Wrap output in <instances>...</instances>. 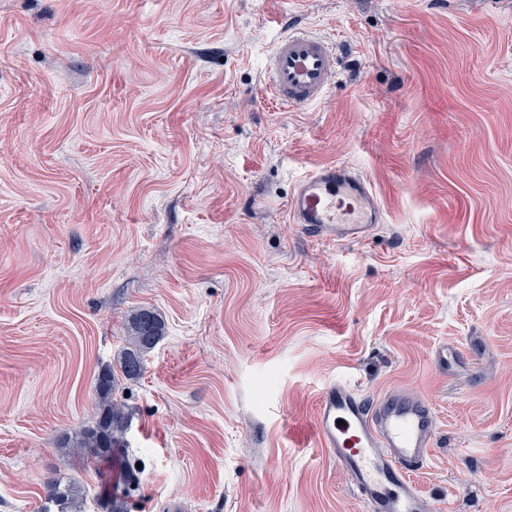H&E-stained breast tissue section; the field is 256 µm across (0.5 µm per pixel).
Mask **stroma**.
I'll return each mask as SVG.
<instances>
[{
  "label": "stroma",
  "mask_w": 512,
  "mask_h": 512,
  "mask_svg": "<svg viewBox=\"0 0 512 512\" xmlns=\"http://www.w3.org/2000/svg\"><path fill=\"white\" fill-rule=\"evenodd\" d=\"M288 24L341 56L303 110L265 96ZM332 163L365 241L289 221ZM141 307L124 448L62 447ZM339 376L433 406L428 512H512V0H0V512H101L133 458L128 512H366L314 434ZM288 216L309 238L354 242L370 236L381 221V210L364 178L346 165L330 164L296 183ZM128 323L129 342L120 353L118 368L122 377L135 380L143 372L145 356L162 339L163 324L157 313L145 308L134 310ZM83 502L84 495L79 483L71 481L62 488L57 483L50 482L46 486L42 512H83Z\"/></svg>",
  "instance_id": "stroma-1"
}]
</instances>
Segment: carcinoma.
Instances as JSON below:
<instances>
[{"label": "carcinoma", "instance_id": "obj_1", "mask_svg": "<svg viewBox=\"0 0 512 512\" xmlns=\"http://www.w3.org/2000/svg\"><path fill=\"white\" fill-rule=\"evenodd\" d=\"M129 342L118 359V369L101 370L96 378V394L99 412L95 421L76 431L64 441V446L78 452L92 453L101 460L112 455L118 447L127 428L125 406L113 398L116 390V375L127 380L140 377L145 356L150 353L163 337V324L152 310H134L128 320ZM84 495L82 487L75 481L61 487L53 482L46 486L43 512H82Z\"/></svg>", "mask_w": 512, "mask_h": 512}]
</instances>
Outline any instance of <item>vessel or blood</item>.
I'll list each match as a JSON object with an SVG mask.
<instances>
[{
	"mask_svg": "<svg viewBox=\"0 0 512 512\" xmlns=\"http://www.w3.org/2000/svg\"><path fill=\"white\" fill-rule=\"evenodd\" d=\"M338 54L322 36L287 32L266 61V92L277 104L303 109L326 94ZM288 216L315 240L360 241L381 221L370 184L343 164L302 177ZM314 433L346 473L368 512H426L413 476L431 459L437 420L431 404L396 391L364 392L339 377L321 390Z\"/></svg>",
	"mask_w": 512,
	"mask_h": 512,
	"instance_id": "obj_1",
	"label": "vessel or blood"
}]
</instances>
